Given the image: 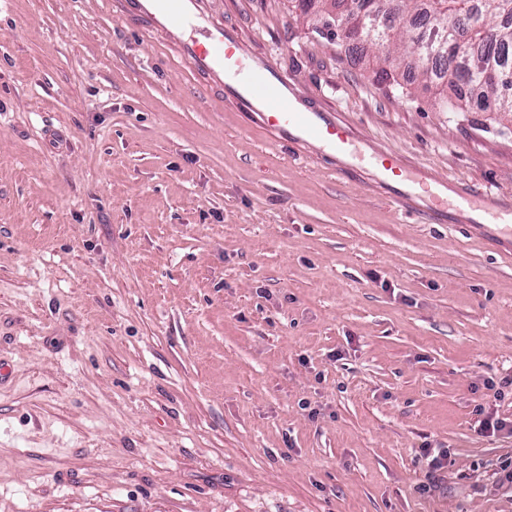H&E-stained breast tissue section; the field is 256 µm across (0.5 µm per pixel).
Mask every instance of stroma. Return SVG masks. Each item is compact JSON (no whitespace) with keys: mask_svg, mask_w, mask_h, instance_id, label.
<instances>
[{"mask_svg":"<svg viewBox=\"0 0 512 512\" xmlns=\"http://www.w3.org/2000/svg\"><path fill=\"white\" fill-rule=\"evenodd\" d=\"M211 11L358 142L512 197V114L291 0ZM509 376L500 246L274 144L114 0H0V512H512Z\"/></svg>","mask_w":512,"mask_h":512,"instance_id":"35a3bbf8","label":"stroma"}]
</instances>
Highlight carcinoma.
<instances>
[{
  "instance_id": "cac0c4a2",
  "label": "carcinoma",
  "mask_w": 512,
  "mask_h": 512,
  "mask_svg": "<svg viewBox=\"0 0 512 512\" xmlns=\"http://www.w3.org/2000/svg\"><path fill=\"white\" fill-rule=\"evenodd\" d=\"M468 60L455 83L476 90L478 101L459 97L444 101L442 111L512 113V88L504 89L503 74L512 75V0H430L429 10L412 27L396 30L378 45L369 60L381 80L395 79L391 68L416 71L436 85L444 84L438 72L448 55Z\"/></svg>"
}]
</instances>
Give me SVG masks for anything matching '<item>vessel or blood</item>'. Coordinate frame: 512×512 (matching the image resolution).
Segmentation results:
<instances>
[{"label": "vessel or blood", "mask_w": 512, "mask_h": 512, "mask_svg": "<svg viewBox=\"0 0 512 512\" xmlns=\"http://www.w3.org/2000/svg\"><path fill=\"white\" fill-rule=\"evenodd\" d=\"M206 0H117L119 17L140 21L145 35H162L170 52L194 74L220 87L227 96L259 113L274 137L322 147L331 157L354 156L350 128L329 114L304 108L294 88L280 80L270 61L249 53L223 21L207 16ZM363 160L377 183L396 185V200L407 206L415 192L447 216L448 223L468 221L472 232H512V204L477 195L437 176L410 168L400 156L369 151Z\"/></svg>", "instance_id": "obj_1"}]
</instances>
